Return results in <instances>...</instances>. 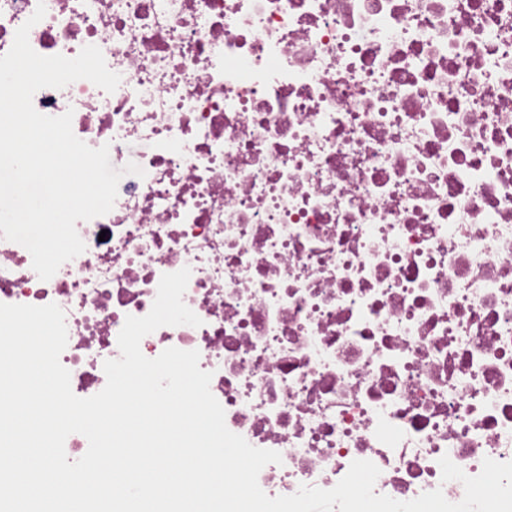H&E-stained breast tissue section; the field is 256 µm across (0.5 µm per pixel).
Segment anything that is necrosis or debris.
Returning <instances> with one entry per match:
<instances>
[{
  "mask_svg": "<svg viewBox=\"0 0 512 512\" xmlns=\"http://www.w3.org/2000/svg\"><path fill=\"white\" fill-rule=\"evenodd\" d=\"M100 48L121 82L43 88L74 134L133 162L85 251L47 281L0 237V303L57 304L75 395L106 384L126 316L191 274L225 423L280 453L269 496L352 461L400 501L512 460V0H0V55Z\"/></svg>",
  "mask_w": 512,
  "mask_h": 512,
  "instance_id": "1",
  "label": "necrosis or debris"
}]
</instances>
